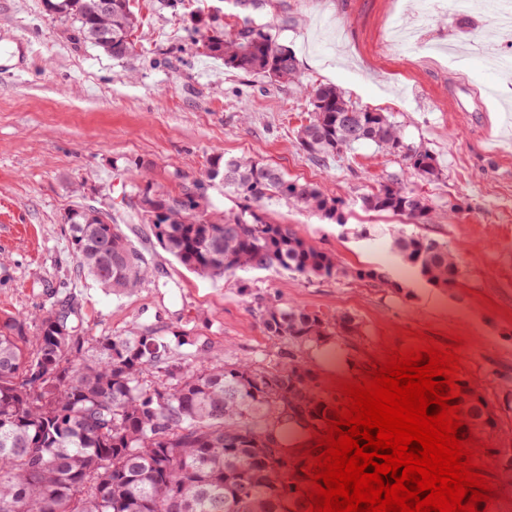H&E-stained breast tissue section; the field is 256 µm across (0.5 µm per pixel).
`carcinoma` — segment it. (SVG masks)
Wrapping results in <instances>:
<instances>
[{"mask_svg": "<svg viewBox=\"0 0 512 512\" xmlns=\"http://www.w3.org/2000/svg\"><path fill=\"white\" fill-rule=\"evenodd\" d=\"M44 0L45 10L74 24L77 41L114 59L129 56L139 26L135 0ZM209 34L204 52L224 65L276 82L293 81L288 47L262 29ZM310 119L298 133L309 159L324 162L359 144L397 156L420 181L439 179L433 153L406 141L383 112L355 107L330 84L305 86ZM240 199L217 210L205 190L211 172ZM166 203L151 232L159 245L198 276L220 279L239 271L282 270L307 279L352 276L401 285L376 267L350 271L336 258L271 220L265 205L285 202L343 224V200L288 178L249 157L207 161L199 177L173 193L151 181L134 196ZM362 207L431 224L434 209L415 190L391 180L360 196ZM78 266L96 285L120 295L149 276L147 259L120 224H68ZM391 249L427 283L450 289L459 267L448 244L405 233ZM259 320L283 346L279 360L226 361L198 349L192 366L180 362L164 336H102L89 356L79 328V302L70 296L32 324L0 317V512H298L306 487L301 450L325 426L335 402L324 397L297 351L335 334L353 336L348 315L329 321L315 312L261 303ZM463 413L474 435L497 457L512 484V460L497 448L498 417L465 378Z\"/></svg>", "mask_w": 512, "mask_h": 512, "instance_id": "carcinoma-1", "label": "carcinoma"}]
</instances>
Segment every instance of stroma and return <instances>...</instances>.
I'll list each match as a JSON object with an SVG mask.
<instances>
[{
	"label": "stroma",
	"instance_id": "35a3bbf8",
	"mask_svg": "<svg viewBox=\"0 0 512 512\" xmlns=\"http://www.w3.org/2000/svg\"><path fill=\"white\" fill-rule=\"evenodd\" d=\"M414 0H206L225 32L244 19L294 53L301 83L333 84L356 106L389 115L408 141L426 146L439 180L413 178L399 158L372 145L316 163L297 141L308 103L293 84L227 68L193 46L183 16L167 0H137L136 55L118 60L73 38L69 21L49 16L42 0H0V316L23 319L72 295L81 329L102 336L187 332L226 360L263 358L280 343L256 314L257 300L319 313L351 315L358 335L332 336L299 354L322 394L358 375L409 331L465 337L461 377L501 418L499 446L512 448V87L499 83L480 48L512 58L491 12L441 0L417 12ZM400 18L436 52L409 58L388 41ZM248 156L343 199V224L275 202L267 212L349 269L384 267L402 289L355 278L307 279L254 271L218 280L198 277L162 249L144 224L130 236L145 248L151 272L140 288L116 296L85 279L65 218L92 206L126 219V201L150 171L178 190L207 158ZM426 197L430 224L362 208L359 198L390 179ZM397 228L447 243L460 277L446 290L427 283L381 241Z\"/></svg>",
	"mask_w": 512,
	"mask_h": 512
}]
</instances>
